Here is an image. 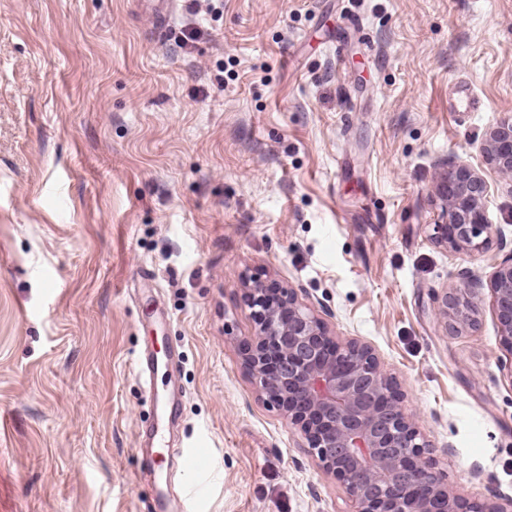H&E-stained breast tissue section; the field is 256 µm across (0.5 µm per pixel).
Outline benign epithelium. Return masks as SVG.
<instances>
[{
  "label": "benign epithelium",
  "mask_w": 512,
  "mask_h": 512,
  "mask_svg": "<svg viewBox=\"0 0 512 512\" xmlns=\"http://www.w3.org/2000/svg\"><path fill=\"white\" fill-rule=\"evenodd\" d=\"M482 152L494 169L512 176L511 116L489 129ZM486 191L470 165L448 167L438 185L436 243L466 253L488 247ZM490 291L501 335L512 345V256L495 268ZM250 309L257 334L245 362L253 380L300 427L323 468L347 485L354 512H458L402 408L396 382L368 345L333 341L324 321L291 292L272 296L255 285ZM439 310L457 331L476 325L468 288L443 293Z\"/></svg>",
  "instance_id": "obj_1"
}]
</instances>
